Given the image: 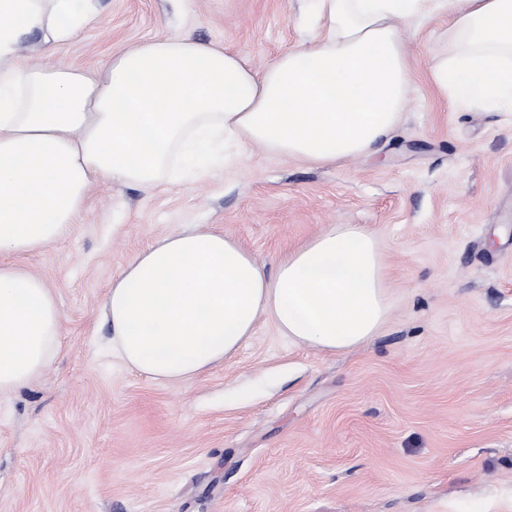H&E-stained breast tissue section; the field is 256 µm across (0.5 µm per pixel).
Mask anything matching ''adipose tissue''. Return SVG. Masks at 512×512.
I'll list each match as a JSON object with an SVG mask.
<instances>
[{
	"label": "adipose tissue",
	"instance_id": "obj_1",
	"mask_svg": "<svg viewBox=\"0 0 512 512\" xmlns=\"http://www.w3.org/2000/svg\"><path fill=\"white\" fill-rule=\"evenodd\" d=\"M317 30L265 69L220 44L157 37L96 78L18 56L31 34L58 46L96 19L95 0H0V253L33 254L75 223L95 183L153 190L211 178L231 147L328 165L373 153L406 104L410 69L394 22L448 19L433 82L457 107L512 114V0H312ZM390 309L376 235L334 224L267 273L240 241L183 229L137 253L103 302L112 351L163 382L231 360L261 315L326 351L374 336ZM63 332L54 293L0 262V397L40 377Z\"/></svg>",
	"mask_w": 512,
	"mask_h": 512
}]
</instances>
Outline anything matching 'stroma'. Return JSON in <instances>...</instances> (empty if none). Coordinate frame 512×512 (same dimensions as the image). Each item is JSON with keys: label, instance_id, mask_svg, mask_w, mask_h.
I'll return each mask as SVG.
<instances>
[{"label": "stroma", "instance_id": "1", "mask_svg": "<svg viewBox=\"0 0 512 512\" xmlns=\"http://www.w3.org/2000/svg\"><path fill=\"white\" fill-rule=\"evenodd\" d=\"M74 41L23 57L101 73L158 36L256 70L310 34L306 0H97ZM413 92L375 153L316 165L252 146L215 178L94 187L70 231L15 262L63 317L34 383L0 399V512H512V120L432 81L448 20L401 26ZM332 224H363L391 279L386 323L336 353L262 316L188 382L113 358L102 319L126 263L182 228L243 242L267 271Z\"/></svg>", "mask_w": 512, "mask_h": 512}]
</instances>
